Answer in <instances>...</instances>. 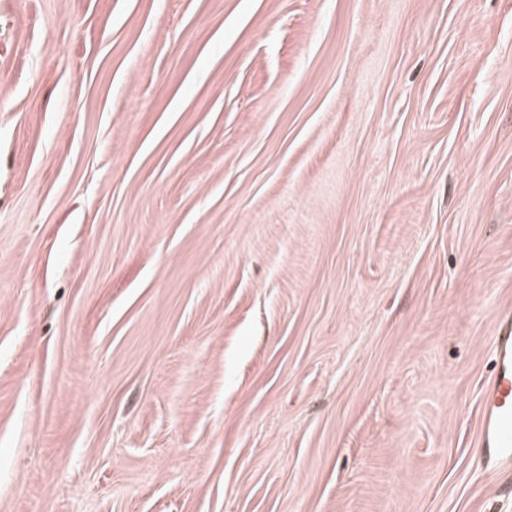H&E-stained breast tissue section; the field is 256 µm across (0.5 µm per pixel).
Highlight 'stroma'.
Listing matches in <instances>:
<instances>
[{
	"label": "stroma",
	"instance_id": "obj_1",
	"mask_svg": "<svg viewBox=\"0 0 512 512\" xmlns=\"http://www.w3.org/2000/svg\"><path fill=\"white\" fill-rule=\"evenodd\" d=\"M512 0H0V512H512ZM493 376L480 403L479 445L484 466L504 477L512 475V315L499 320L489 343Z\"/></svg>",
	"mask_w": 512,
	"mask_h": 512
}]
</instances>
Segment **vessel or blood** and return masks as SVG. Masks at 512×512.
I'll return each mask as SVG.
<instances>
[{
  "label": "vessel or blood",
  "instance_id": "b4317fda",
  "mask_svg": "<svg viewBox=\"0 0 512 512\" xmlns=\"http://www.w3.org/2000/svg\"><path fill=\"white\" fill-rule=\"evenodd\" d=\"M493 376L480 403L479 445L486 468L512 475V315L499 320L489 343Z\"/></svg>",
  "mask_w": 512,
  "mask_h": 512
}]
</instances>
